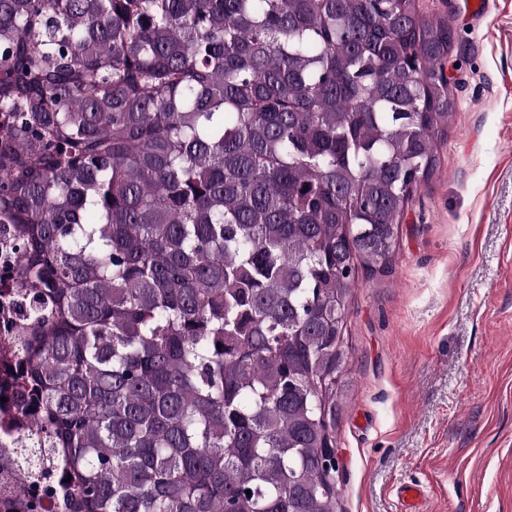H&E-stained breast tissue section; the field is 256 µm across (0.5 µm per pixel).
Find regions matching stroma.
Segmentation results:
<instances>
[{
	"mask_svg": "<svg viewBox=\"0 0 512 512\" xmlns=\"http://www.w3.org/2000/svg\"><path fill=\"white\" fill-rule=\"evenodd\" d=\"M418 0L453 39V116L389 273L347 298L336 512H512V0ZM401 503V511L404 512H427V496L424 488L419 484H407L401 486L397 491Z\"/></svg>",
	"mask_w": 512,
	"mask_h": 512,
	"instance_id": "obj_1",
	"label": "stroma"
}]
</instances>
